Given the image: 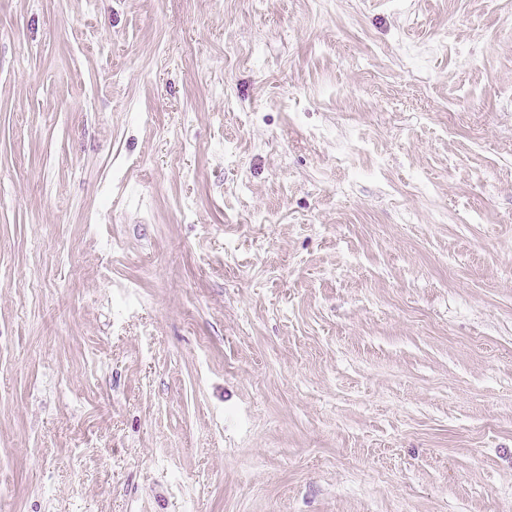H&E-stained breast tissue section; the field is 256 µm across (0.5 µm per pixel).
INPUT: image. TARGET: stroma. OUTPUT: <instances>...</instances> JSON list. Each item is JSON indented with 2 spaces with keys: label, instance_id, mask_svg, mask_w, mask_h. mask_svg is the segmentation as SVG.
Returning <instances> with one entry per match:
<instances>
[{
  "label": "stroma",
  "instance_id": "1",
  "mask_svg": "<svg viewBox=\"0 0 512 512\" xmlns=\"http://www.w3.org/2000/svg\"><path fill=\"white\" fill-rule=\"evenodd\" d=\"M0 512H512V0H0Z\"/></svg>",
  "mask_w": 512,
  "mask_h": 512
}]
</instances>
